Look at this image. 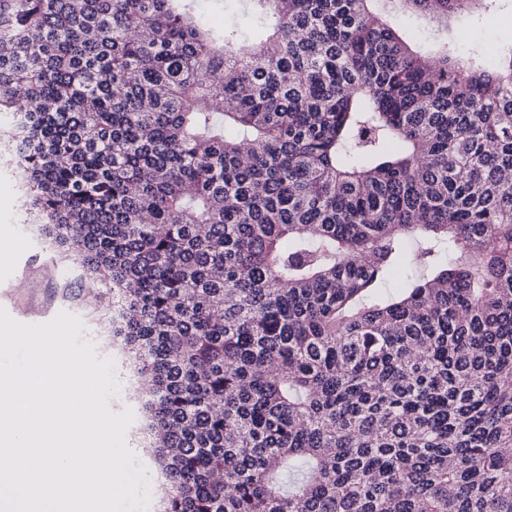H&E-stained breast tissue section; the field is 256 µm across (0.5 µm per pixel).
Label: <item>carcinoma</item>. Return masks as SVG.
Returning <instances> with one entry per match:
<instances>
[{"instance_id":"carcinoma-1","label":"carcinoma","mask_w":512,"mask_h":512,"mask_svg":"<svg viewBox=\"0 0 512 512\" xmlns=\"http://www.w3.org/2000/svg\"><path fill=\"white\" fill-rule=\"evenodd\" d=\"M237 2L264 38L0 0V144L102 285L160 512H512V52L448 27L496 0Z\"/></svg>"}]
</instances>
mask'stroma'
Listing matches in <instances>:
<instances>
[{"label":"stroma","instance_id":"stroma-1","mask_svg":"<svg viewBox=\"0 0 512 512\" xmlns=\"http://www.w3.org/2000/svg\"><path fill=\"white\" fill-rule=\"evenodd\" d=\"M453 25L461 32V53L480 47L489 37L500 48L512 47V0H499L484 13L458 17ZM22 198L12 165L0 156V235L19 243L15 253L0 259V307L13 319L28 324L50 321L62 311L78 316L84 324V335L95 339L97 357H109L115 363L114 374L123 394L110 402L111 411L137 409L138 395L119 348L104 325L97 289L92 288L90 280H78L76 267L63 264L55 249L31 232L26 211L20 206Z\"/></svg>","mask_w":512,"mask_h":512}]
</instances>
